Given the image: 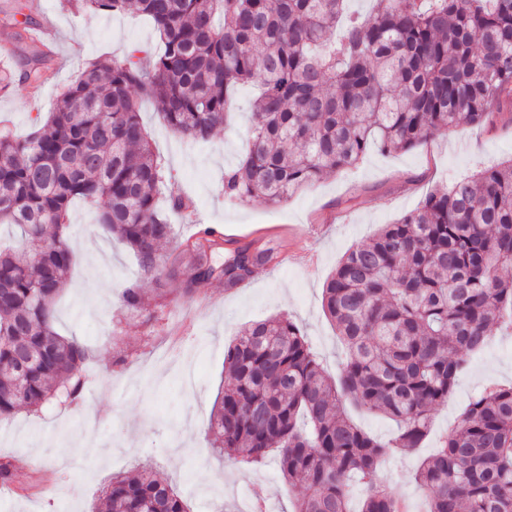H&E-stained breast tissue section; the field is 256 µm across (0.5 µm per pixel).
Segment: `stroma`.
<instances>
[{"mask_svg":"<svg viewBox=\"0 0 512 512\" xmlns=\"http://www.w3.org/2000/svg\"><path fill=\"white\" fill-rule=\"evenodd\" d=\"M46 3L49 19L33 18L53 31L46 46L54 56L37 90L42 104H31L35 90L21 81L0 93V119L19 135L47 115L85 60L120 59L131 46L161 45L144 19L97 16L63 0ZM254 95L252 87H237L228 126L195 144L175 135L151 100L141 99L139 112L169 193L188 198L199 217L193 225L172 215L178 238L165 252L179 253L203 224L216 227L229 245L253 241L273 248L278 264L256 268L245 287L203 284L192 297L172 291L157 305L156 281L141 279L134 255L102 228L94 209L74 202L68 235L74 265L57 303L56 329L89 346L95 380L80 404L65 411L22 410L0 422V454L24 459L14 494L0 495V512H91L113 475L144 464L187 499L190 512H249L257 487L267 491L269 512H292L301 489L285 482L276 462L255 470L213 448L209 416L229 380L225 349L253 321L285 314L302 328L324 368L335 372L344 347L324 312L323 288L344 255L416 208L436 186L512 158V126L463 127L405 153L371 147L355 166L324 175L278 205L258 199L234 204L224 199V172L246 148ZM303 251L315 253V269L286 261L287 253ZM134 280L151 299L138 312L119 303L121 289ZM489 385H512V334H498L468 355L447 403L433 413L422 448L379 464V482L409 512H425L415 482L422 459Z\"/></svg>","mask_w":512,"mask_h":512,"instance_id":"35a3bbf8","label":"stroma"}]
</instances>
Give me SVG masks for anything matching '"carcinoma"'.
<instances>
[{
	"label": "carcinoma",
	"instance_id": "1",
	"mask_svg": "<svg viewBox=\"0 0 512 512\" xmlns=\"http://www.w3.org/2000/svg\"><path fill=\"white\" fill-rule=\"evenodd\" d=\"M344 0H76L98 15L148 18L162 47L87 61L47 120L25 136L0 129V420L82 399L87 346L56 328V301L74 264L70 207L80 199L140 261L145 278L185 295L200 282L235 288L271 248L248 244L224 265L207 252L182 266L163 253L175 235L159 205L165 175L140 120L154 101L175 134L209 139L232 91L255 84L251 147L224 172V197L277 205L323 174L354 166L373 144L407 152L460 126L512 124V0H376L373 15L329 33ZM28 0L0 25L22 36ZM512 159L431 190L420 205L350 250L324 288L325 312L347 349L338 374L317 359L288 316L246 327L224 351L231 378L210 414L215 450L252 467L276 455L288 483L306 486L293 512H405L375 483L380 459L422 445L447 403L463 353L512 326ZM121 306H147L139 283ZM394 420L380 440L348 407ZM15 458L0 456V489ZM416 482L428 512H512V386L465 408ZM92 512H189L143 466L112 476Z\"/></svg>",
	"mask_w": 512,
	"mask_h": 512
}]
</instances>
